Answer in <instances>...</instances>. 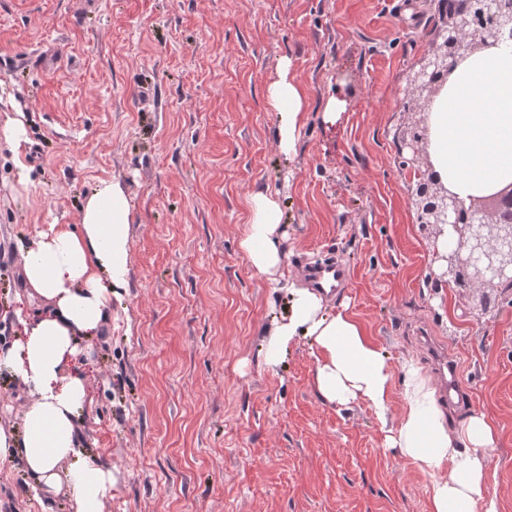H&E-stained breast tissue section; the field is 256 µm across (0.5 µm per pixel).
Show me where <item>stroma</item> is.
Segmentation results:
<instances>
[{"instance_id":"1","label":"stroma","mask_w":512,"mask_h":512,"mask_svg":"<svg viewBox=\"0 0 512 512\" xmlns=\"http://www.w3.org/2000/svg\"><path fill=\"white\" fill-rule=\"evenodd\" d=\"M0 0V351L24 337L21 245L80 224L98 181L131 205L129 284L76 359L90 401L85 447L116 480L105 512H428L431 478L387 445L364 401H325L310 339L281 366L260 348L289 297L239 243L248 200L282 208L286 281L333 253L351 270L329 310L347 308L393 369L413 359L440 383L423 337L455 357L463 393L449 423L487 415L499 440L488 489L512 512V304L431 290V241L416 222L398 154L409 79L441 19L434 0ZM307 93L295 150L279 146L267 89L282 62ZM342 110L324 118L329 97ZM28 169L30 185L18 183ZM31 394L0 366V421ZM74 512L36 488L21 458L0 464V512Z\"/></svg>"}]
</instances>
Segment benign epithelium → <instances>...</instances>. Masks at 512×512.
Here are the masks:
<instances>
[{
    "label": "benign epithelium",
    "mask_w": 512,
    "mask_h": 512,
    "mask_svg": "<svg viewBox=\"0 0 512 512\" xmlns=\"http://www.w3.org/2000/svg\"><path fill=\"white\" fill-rule=\"evenodd\" d=\"M443 26L410 79L411 101L421 104L422 118L403 137L402 165L412 175L411 198L418 223L429 231L439 273L434 287L512 288V182L489 194L466 199L445 187L427 154L428 112L448 77L473 52L512 44V0H457L442 9ZM448 237L452 245L438 250Z\"/></svg>",
    "instance_id": "obj_1"
}]
</instances>
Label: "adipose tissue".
I'll list each match as a JSON object with an SVG mask.
<instances>
[{"label": "adipose tissue", "mask_w": 512, "mask_h": 512, "mask_svg": "<svg viewBox=\"0 0 512 512\" xmlns=\"http://www.w3.org/2000/svg\"><path fill=\"white\" fill-rule=\"evenodd\" d=\"M267 102L280 117V149L292 153L306 114V92L290 77L288 65H281L268 87ZM130 217L120 182L102 180L85 203L78 230L50 229L23 250L25 283L42 309L24 340L0 357L33 395L21 426L0 424V464L21 456L38 483L70 491L75 512H104L115 486L111 470L82 449L77 412L89 393L85 377L69 365L80 340L99 334L113 297L127 286ZM281 222L278 199L262 192L252 197L240 247L251 266L271 279L282 269ZM289 294L286 313L264 343L265 365L277 367L292 344L309 338L318 351V393L341 406L363 399L385 416L394 373L362 324L347 311H328L310 289L293 286ZM402 370L405 405L388 440L430 476L429 512H497L487 470L496 428L476 412L449 429L419 368L407 360Z\"/></svg>", "instance_id": "ef3b65f1"}]
</instances>
